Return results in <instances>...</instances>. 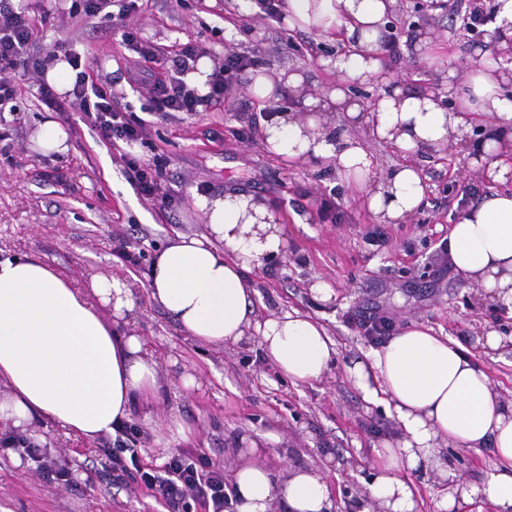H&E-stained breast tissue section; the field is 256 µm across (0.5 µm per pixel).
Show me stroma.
I'll return each mask as SVG.
<instances>
[{"mask_svg": "<svg viewBox=\"0 0 512 512\" xmlns=\"http://www.w3.org/2000/svg\"><path fill=\"white\" fill-rule=\"evenodd\" d=\"M472 6L473 0H458L454 8L427 11L418 30L397 16L398 44L385 57L406 85L425 89L429 77L447 71L457 81L466 79L482 47L461 29ZM35 24L38 52L50 57L58 44L72 45L88 59L93 82L141 119L145 141L103 144L78 110L48 108L38 98L37 79L21 80L18 112L0 114V255L39 257L78 288L95 275L122 278L131 288L135 309L115 328L142 339L163 388L162 399L131 416L130 438L144 463L160 465L187 452L223 467L229 477L247 451L246 439L266 441L271 434L275 440L266 442L265 460L276 474L319 469L335 512H377L369 493L372 446L399 436L400 427L383 407L366 403L347 374L374 345L354 320L368 309L390 318L397 330L421 325L453 337L473 354L504 403L512 402V317L452 268L445 249L448 228L462 210L484 194L512 190V179L493 180L461 144L416 156L425 199L405 223L383 224L363 193L339 179L334 168L307 160L289 165L265 149L263 114L249 85H232L223 102L163 121L152 112L146 88L130 79V52L120 35L105 34L100 19L72 17L61 12L57 0H43ZM126 26L154 45L164 65L180 44L191 42L217 65L234 50L257 58L273 78L285 68L301 72L309 96L334 83L321 65L323 45L314 33L288 31L256 11L233 14L231 0H142ZM419 31L431 39L432 53L415 54L410 39ZM47 119L67 131V153L34 149L32 138ZM320 122L367 146L373 164L365 183L410 159L341 113H321ZM153 146L166 158L161 183L175 199L168 211L138 194L122 173L123 154L145 156ZM201 185L212 196L242 191L269 202L284 229L287 252L251 277L255 317L262 321L295 309L321 322L337 356L320 381L297 384L278 375L254 333L236 344L196 343L150 299L155 253L175 233L206 230L196 205ZM126 252L135 262L123 260ZM319 281L334 289L333 298L323 301L313 292ZM490 330L502 337L498 348L485 345ZM189 374L198 378V388H183ZM175 417L192 427L189 440L171 438L167 427ZM33 431L40 447L75 469L76 481L58 483L32 470L29 461H18L17 451L0 447V512H160L134 478L112 477V437L78 439L47 419ZM439 457L461 477L458 512H478L471 489L493 464L490 450L443 444Z\"/></svg>", "mask_w": 512, "mask_h": 512, "instance_id": "obj_1", "label": "stroma"}]
</instances>
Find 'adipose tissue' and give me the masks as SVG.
Masks as SVG:
<instances>
[{
    "label": "adipose tissue",
    "instance_id": "1",
    "mask_svg": "<svg viewBox=\"0 0 512 512\" xmlns=\"http://www.w3.org/2000/svg\"><path fill=\"white\" fill-rule=\"evenodd\" d=\"M399 0H286L288 27L314 32L322 41L344 40L345 53L323 60L336 85L319 98L303 99L263 120L262 138L276 156L334 166L350 179L369 171L372 156L356 139L335 140L318 112L359 117L347 86L381 85L371 135L405 150L443 149L465 142L476 115L495 118L498 131L512 129V103L501 97L505 74L477 69L455 89V104L442 106L431 93L393 86L382 58L381 37ZM425 185L413 162L368 188L370 210L384 224L415 211ZM206 234H176L152 261L148 292L196 342L224 345L256 331L263 355L289 380H320L334 362L336 344L311 316L293 310L258 322L248 275L282 255L281 225L267 203L243 192L200 196ZM448 259L463 277L485 288L512 314V192L484 196L451 225ZM126 283L93 276L89 288L71 282L31 256L0 259V421L25 429L48 419L79 439L116 434L140 402L160 397L157 363L143 356L138 336L121 335L114 320L132 313ZM349 374L363 399L395 415L403 437L373 444L378 473L370 495L387 512H414L410 483L401 473L440 466L438 448H491L494 462L478 493L494 512H512V403H504L487 373L452 338L412 325L357 361ZM236 512H272L282 501L289 512H332V495L316 468L290 471L278 480L258 445L233 474Z\"/></svg>",
    "mask_w": 512,
    "mask_h": 512
}]
</instances>
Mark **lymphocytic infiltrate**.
<instances>
[{"label": "lymphocytic infiltrate", "instance_id": "f902f5d3", "mask_svg": "<svg viewBox=\"0 0 512 512\" xmlns=\"http://www.w3.org/2000/svg\"><path fill=\"white\" fill-rule=\"evenodd\" d=\"M138 8L139 0H82L81 6H70L69 12L74 15L81 11L88 16L102 17L110 29L121 30L123 43L135 53L128 74L133 82L148 86L159 118H169L176 112L191 114L203 105L220 102L233 83L245 79L255 68V58L227 51L222 65L210 77L209 93L199 95L183 79L191 62L199 57L197 46L189 42L182 44L170 66H159L154 46L124 28L126 20ZM34 22L35 12L30 0H0V112L17 111V80L44 70V58L34 51ZM60 51L76 72L69 99L60 101L52 89L43 84L38 88L40 100L60 111L68 105L77 107L83 121L102 141L111 144L141 141V123L115 103L104 88L89 82L87 67L80 55L67 45L61 46ZM123 163L128 181L140 195L157 202L160 209H172L174 199L163 191L160 183L165 166L162 156L145 160L127 154ZM0 446L21 450L38 471L54 475L67 484L73 480L67 463L49 457L27 438L9 435L0 439ZM109 459L114 476L136 471L145 488L166 512H190L196 502L212 506L213 512H224L223 468L202 469L192 456L183 453L160 466L146 465L137 453L128 452L120 436L113 442Z\"/></svg>", "mask_w": 512, "mask_h": 512}]
</instances>
